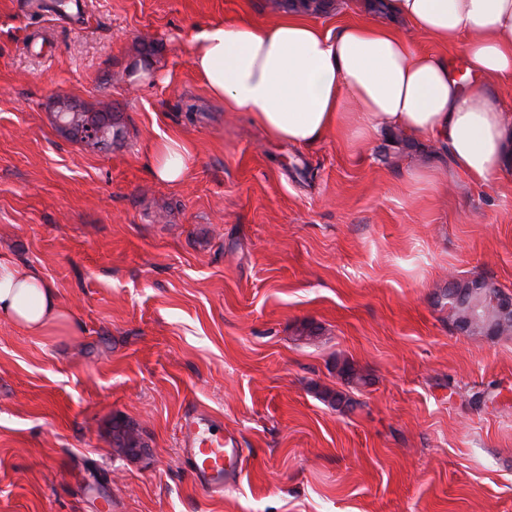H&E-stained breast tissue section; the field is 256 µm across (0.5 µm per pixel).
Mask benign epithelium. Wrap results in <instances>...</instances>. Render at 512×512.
Instances as JSON below:
<instances>
[{"instance_id": "benign-epithelium-1", "label": "benign epithelium", "mask_w": 512, "mask_h": 512, "mask_svg": "<svg viewBox=\"0 0 512 512\" xmlns=\"http://www.w3.org/2000/svg\"><path fill=\"white\" fill-rule=\"evenodd\" d=\"M444 298L448 311L456 314L454 328L460 334L481 331L490 335L512 325V295L492 291L485 279L452 281L444 290Z\"/></svg>"}]
</instances>
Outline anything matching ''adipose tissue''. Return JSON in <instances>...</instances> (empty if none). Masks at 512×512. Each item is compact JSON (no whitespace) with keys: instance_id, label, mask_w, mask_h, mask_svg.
I'll return each instance as SVG.
<instances>
[{"instance_id":"ef3b65f1","label":"adipose tissue","mask_w":512,"mask_h":512,"mask_svg":"<svg viewBox=\"0 0 512 512\" xmlns=\"http://www.w3.org/2000/svg\"><path fill=\"white\" fill-rule=\"evenodd\" d=\"M385 12L333 31L295 7L271 24L213 19L194 27L191 65L225 111L250 113L271 140L307 147L332 133L360 141L398 129L475 181L503 172L512 163V112L500 93L512 81V0H385ZM410 28L437 44L465 40L464 70L415 49ZM147 152L169 184L194 158L165 133ZM0 315L32 336L69 320L52 284L1 254Z\"/></svg>"}]
</instances>
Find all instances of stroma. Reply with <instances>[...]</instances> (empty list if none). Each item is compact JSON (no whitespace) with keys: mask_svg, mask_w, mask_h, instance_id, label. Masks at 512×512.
<instances>
[{"mask_svg":"<svg viewBox=\"0 0 512 512\" xmlns=\"http://www.w3.org/2000/svg\"><path fill=\"white\" fill-rule=\"evenodd\" d=\"M53 2L0 0V253L71 318L0 316V512H512V337L457 333L440 298L452 277L512 295V169L419 190L425 140L296 147L225 111L193 26L282 0ZM142 58L160 79L130 84ZM60 94L111 106L122 142L61 133ZM161 132L194 150L176 184ZM194 408L245 460L220 494L181 452ZM116 418L145 454L114 451ZM152 171L161 182H180L188 173L194 158L191 146L177 135L161 134L147 145Z\"/></svg>","mask_w":512,"mask_h":512,"instance_id":"obj_1","label":"stroma"}]
</instances>
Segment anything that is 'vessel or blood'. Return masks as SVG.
Returning a JSON list of instances; mask_svg holds the SVG:
<instances>
[{"label":"vessel or blood","instance_id":"vessel-or-blood-1","mask_svg":"<svg viewBox=\"0 0 512 512\" xmlns=\"http://www.w3.org/2000/svg\"><path fill=\"white\" fill-rule=\"evenodd\" d=\"M180 427L182 453L193 465L195 483L212 491H223L239 471L240 452L234 436L224 434L195 410L185 413Z\"/></svg>","mask_w":512,"mask_h":512}]
</instances>
